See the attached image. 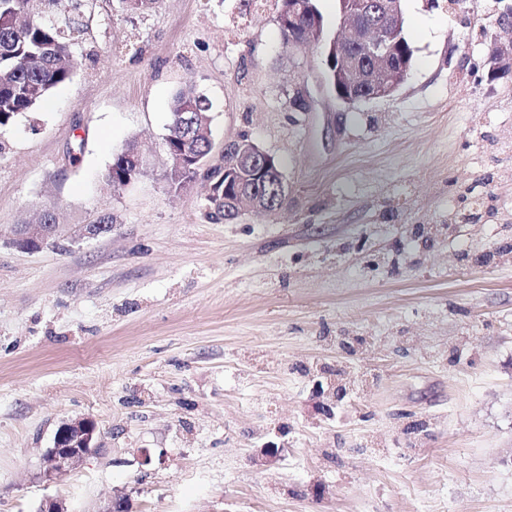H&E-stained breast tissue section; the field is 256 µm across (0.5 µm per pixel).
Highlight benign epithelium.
<instances>
[{
	"label": "benign epithelium",
	"mask_w": 512,
	"mask_h": 512,
	"mask_svg": "<svg viewBox=\"0 0 512 512\" xmlns=\"http://www.w3.org/2000/svg\"><path fill=\"white\" fill-rule=\"evenodd\" d=\"M367 0H358L356 6L347 11L340 19L339 34L333 44L336 48L335 76L330 84L338 99L351 103L363 99L346 88L350 73L356 72L361 80L370 84L376 93L368 99H379L392 95L401 86L398 79L406 78L408 66L393 57L392 39L395 31L389 19L396 6L394 0H377V9L386 18L372 30H367L365 9ZM494 25L500 29L512 30V4L495 8ZM498 42L496 36H490V56L493 57L492 69L512 70V51L496 52ZM122 166L128 175L133 176L141 171L142 157L138 150H124L118 154ZM221 169L227 174H248L251 181L260 183L268 172L277 174L280 191L287 190L283 173L275 165L273 157L263 152L249 139L233 141L224 147L221 160L212 163L210 156L197 158L192 171L194 178H202L209 182L210 196L213 203L226 202L225 195L219 193L213 171ZM112 231V225L80 224L74 227L68 224H19L14 227L10 244L18 249L38 250L48 243H55L62 237L73 241L95 239ZM96 432L94 421L88 418L73 419L63 423L57 430L53 447L46 449L45 461L47 468L44 476L52 477L77 467L94 448L93 440Z\"/></svg>",
	"instance_id": "benign-epithelium-1"
}]
</instances>
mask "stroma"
Instances as JSON below:
<instances>
[{
  "label": "stroma",
  "mask_w": 512,
  "mask_h": 512,
  "mask_svg": "<svg viewBox=\"0 0 512 512\" xmlns=\"http://www.w3.org/2000/svg\"><path fill=\"white\" fill-rule=\"evenodd\" d=\"M90 0L82 65L0 130V512H512V71L495 0H403L391 97L345 104L280 0ZM213 159L279 163L275 212L168 191L174 94ZM304 90L310 109L289 101ZM136 144L121 188L107 172ZM45 211L111 233L7 243ZM93 451L47 479L59 426ZM276 456H268L269 446ZM289 2H294L295 4H301L305 1L304 0H295V1L282 0L281 10H280V14H279V16H280L279 21L284 16H287L288 17V26H286L285 28H282L281 31H282L284 42L288 46H290V45L293 46V45H297L298 42L307 41L308 36H307L306 32L311 31L312 22H311V19L304 18V21L302 22V24L300 26L295 27L289 34L288 28H291L297 21V17L294 14H292V15L288 14V3Z\"/></svg>",
  "instance_id": "35a3bbf8"
}]
</instances>
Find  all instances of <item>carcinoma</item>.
Listing matches in <instances>:
<instances>
[{
	"mask_svg": "<svg viewBox=\"0 0 512 512\" xmlns=\"http://www.w3.org/2000/svg\"><path fill=\"white\" fill-rule=\"evenodd\" d=\"M56 0H0V128L46 102L53 91L71 81L78 60L73 46L81 39L84 0H71L66 13L55 11ZM312 22L304 19L293 30L282 29L284 42L308 39ZM210 105L195 85L188 83L174 97L169 134L194 155H200L211 134ZM193 179L185 169L167 175L169 191L178 192Z\"/></svg>",
	"mask_w": 512,
	"mask_h": 512,
	"instance_id": "1",
	"label": "carcinoma"
}]
</instances>
